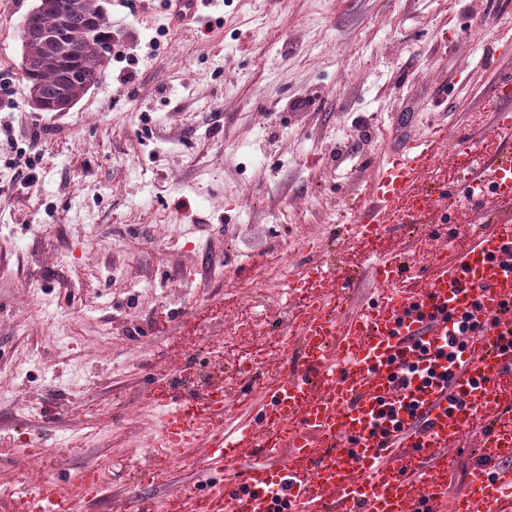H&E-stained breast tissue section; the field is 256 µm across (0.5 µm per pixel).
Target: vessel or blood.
<instances>
[{
    "mask_svg": "<svg viewBox=\"0 0 512 512\" xmlns=\"http://www.w3.org/2000/svg\"><path fill=\"white\" fill-rule=\"evenodd\" d=\"M492 93L503 106L491 130L512 136V73L497 76ZM431 159L421 141L389 157L371 186L369 202L348 230L361 241L384 237L390 223H418L431 204L417 188ZM468 191L491 187L512 201V152H474L463 176ZM379 302L338 316L326 304L339 276L335 264L309 262L288 279L301 346L283 361L259 410L230 428L207 430L190 413L193 389L176 393L160 386L154 397L168 406L165 436L208 435L206 466L215 471L204 499L189 503L200 512L216 502L224 512H419L422 503H451L452 512H503L512 498V388L501 381L512 371V218L495 219L470 236L452 262H437L423 288L400 291L416 274L405 261H373ZM473 314L485 330L471 339L449 378L424 391L405 382L398 362L444 344L449 309ZM486 424L477 437V459L468 492L448 499L447 450L473 415ZM407 476H400V469ZM82 496L63 495L47 478L40 498L26 512H74L79 500L99 493L91 469L67 481Z\"/></svg>",
    "mask_w": 512,
    "mask_h": 512,
    "instance_id": "b4317fda",
    "label": "vessel or blood"
}]
</instances>
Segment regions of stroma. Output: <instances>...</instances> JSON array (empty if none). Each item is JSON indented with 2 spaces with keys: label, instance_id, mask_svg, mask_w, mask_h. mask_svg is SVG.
I'll return each instance as SVG.
<instances>
[{
  "label": "stroma",
  "instance_id": "stroma-1",
  "mask_svg": "<svg viewBox=\"0 0 512 512\" xmlns=\"http://www.w3.org/2000/svg\"><path fill=\"white\" fill-rule=\"evenodd\" d=\"M100 3L105 76L59 115L33 110L22 79L36 0H0V512L26 448L45 449L50 476L111 470L83 512L179 510L177 488L197 497L201 447L128 477L160 422L151 392L180 385L215 343L225 367L209 385L238 394L227 424L258 406L277 372L269 348L297 344L283 340L290 313L250 308L243 291L276 288L284 241L289 266L332 253L354 271L328 299L342 315L377 298L369 253L424 271L512 213L459 188L380 240L342 234L408 137L435 147L418 188L458 177L449 145L483 139L501 107L490 81L512 70V0H204L188 28L165 0ZM31 145L41 161L27 181L8 160ZM241 356L252 374L233 368ZM474 442L448 452L450 496L467 489Z\"/></svg>",
  "mask_w": 512,
  "mask_h": 512
}]
</instances>
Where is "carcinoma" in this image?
I'll list each match as a JSON object with an SVG mask.
<instances>
[{"label": "carcinoma", "instance_id": "obj_1", "mask_svg": "<svg viewBox=\"0 0 512 512\" xmlns=\"http://www.w3.org/2000/svg\"><path fill=\"white\" fill-rule=\"evenodd\" d=\"M89 16L96 19L101 40L110 39L112 29L98 0H82V13L74 15L70 21L66 51L51 59L36 44L23 43V80L28 89H40L49 104L63 92L78 99L104 77V67L98 56L84 45V28Z\"/></svg>", "mask_w": 512, "mask_h": 512}]
</instances>
